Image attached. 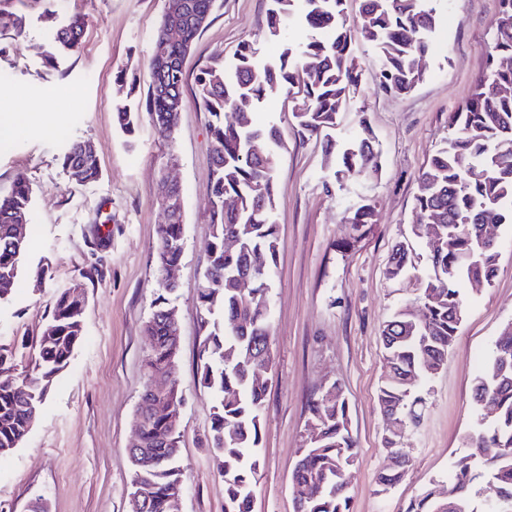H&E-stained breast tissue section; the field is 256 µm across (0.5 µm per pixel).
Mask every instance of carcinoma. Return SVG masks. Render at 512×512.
<instances>
[{
  "instance_id": "cac0c4a2",
  "label": "carcinoma",
  "mask_w": 512,
  "mask_h": 512,
  "mask_svg": "<svg viewBox=\"0 0 512 512\" xmlns=\"http://www.w3.org/2000/svg\"><path fill=\"white\" fill-rule=\"evenodd\" d=\"M215 0H183L180 14H162L151 39L146 108L152 123L177 115L184 106L183 63L201 31L196 18L210 16ZM264 35L280 39L295 20L311 34L303 42L287 44L278 60L260 56L255 44L242 42L230 62L214 59L196 77L198 102L212 117L209 264L198 292L205 312L206 334L201 350L200 382L214 395L210 447L224 477V512H251L255 475L261 460L262 408L272 372L271 323L266 293L276 266L277 225L274 178L281 139L273 125L254 123L243 104L259 106L283 85L297 89L302 103L295 113L302 132L319 134L334 128L344 111L350 88L359 81L351 30L343 15V0H271ZM436 0H362L365 31L380 59L379 78L396 95L413 91L423 81L430 49L429 36L437 25ZM493 45L486 71L474 84L465 103L450 113L453 136L437 148L417 179V223L435 226V237L422 239L428 267L419 280L417 320L421 334H411L412 310L399 309L381 328V341L390 374L382 381L378 400L384 411L398 412L410 423L418 417L420 399L413 377L421 380L441 367L452 348L466 312L461 285L495 276L498 253L478 239L479 224H512V0H498ZM181 29L179 42L163 43L167 25ZM23 16L0 0V31L20 36ZM83 23L72 15L51 37L50 59L76 51ZM116 124L129 137L136 131L139 106L126 97L113 108ZM364 136L343 147L326 144L334 159L337 179L353 174L376 175L379 151L367 124ZM259 141L269 144L258 154ZM69 178L89 184L99 178L95 153L75 141L63 154ZM231 198L235 207L224 209ZM31 195L20 182L0 198V300L12 288L29 248L18 225L29 224ZM232 234L238 247L228 250L224 238ZM183 220L157 228V297L146 325L151 352L146 367L150 378L164 381L180 401L175 358L176 330L167 317L178 285L167 280L169 269L183 253ZM412 250L400 243L393 250L386 274L407 276ZM249 277L250 291L239 287ZM84 335V298L66 289L52 308L51 319L29 356L28 370L10 373L13 355L0 348V454L18 447L31 430L37 411L56 376L70 363ZM494 402L491 423L477 419L468 436L471 461L458 466L455 486L464 489L458 500L462 512L471 508L474 488L482 480L502 489L504 500L487 504L482 512H512V325L505 328L473 384V398ZM310 443L301 451L292 474V488L302 496L312 492L304 512H349L348 494L357 450L350 430L347 400L333 383L310 405ZM483 448H502V456L488 460ZM134 479L151 488L142 503L130 500V512H173L168 490L181 483L180 435L171 432L167 418L155 416L141 430L140 446L129 450ZM441 502L425 494L407 512H440Z\"/></svg>"
}]
</instances>
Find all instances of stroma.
Wrapping results in <instances>:
<instances>
[{
  "mask_svg": "<svg viewBox=\"0 0 512 512\" xmlns=\"http://www.w3.org/2000/svg\"><path fill=\"white\" fill-rule=\"evenodd\" d=\"M165 0H11L26 32H0V113L26 112L45 102L30 131L0 147V195L14 183L32 188L31 244L7 301L0 303V347L18 353V367L40 335L58 292L81 285L84 336L57 376L18 448L0 454V512H128L136 410L147 382L150 339L145 325L156 292L155 247L163 221L159 185L177 181L183 193L184 249L176 269L180 321L176 359L182 394L180 463L182 512H224V480L211 448L213 398L198 384L205 333L198 290L209 262L211 137L208 112L196 101V77L216 56L232 60L239 44L256 42L277 59L299 43L304 26L267 40L271 0H216L206 27L185 60L184 106L172 141L141 115L134 144L113 119L127 87L119 70L137 77L145 99L150 40ZM362 0H345V18L361 82L338 126L328 135L302 133L287 90L259 107L258 123L275 125L284 149L277 167L272 219L279 253L268 302L273 379L262 409L261 467L253 512H295L291 475L306 445L308 406L338 383L350 406L358 462L349 512H406L432 489L448 487L465 437L476 426L472 384L504 326L512 323V224L496 228L498 270L491 285L466 286V316L442 369L421 380L418 426L406 427L401 447L410 464L402 479L380 492L376 474L388 464L387 420L378 392L387 370L383 323L417 295L425 251L413 244L416 179L449 137L448 115L469 96L485 69L498 0H439L438 25L426 77L411 93L394 95L379 82V56L363 28ZM80 15V49L47 61L53 28ZM367 117L381 154L379 176L337 182L325 143L361 135ZM90 142L96 182H72L62 165L74 139ZM369 207V224L348 218ZM413 245L406 279L388 278L393 247Z\"/></svg>",
  "mask_w": 512,
  "mask_h": 512,
  "instance_id": "stroma-1",
  "label": "stroma"
}]
</instances>
